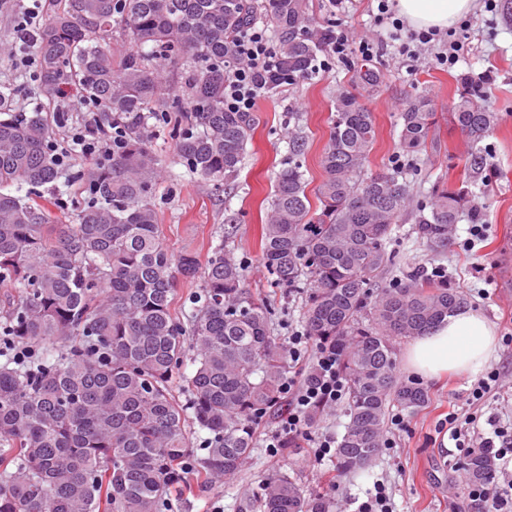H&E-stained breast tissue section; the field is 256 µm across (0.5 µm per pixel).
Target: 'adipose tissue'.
Masks as SVG:
<instances>
[{"label":"adipose tissue","mask_w":512,"mask_h":512,"mask_svg":"<svg viewBox=\"0 0 512 512\" xmlns=\"http://www.w3.org/2000/svg\"><path fill=\"white\" fill-rule=\"evenodd\" d=\"M474 0H395L394 8L413 29H448L470 13ZM498 349L496 329L482 313L461 307L428 334L415 337L405 364L423 378L453 372L477 376Z\"/></svg>","instance_id":"adipose-tissue-1"}]
</instances>
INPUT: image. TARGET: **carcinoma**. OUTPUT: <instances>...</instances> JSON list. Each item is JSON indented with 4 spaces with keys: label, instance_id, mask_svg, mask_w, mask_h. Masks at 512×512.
Returning <instances> with one entry per match:
<instances>
[{
    "label": "carcinoma",
    "instance_id": "1",
    "mask_svg": "<svg viewBox=\"0 0 512 512\" xmlns=\"http://www.w3.org/2000/svg\"><path fill=\"white\" fill-rule=\"evenodd\" d=\"M261 10L276 36V76L313 75L331 31L309 0H47L37 30L40 95L64 90L97 105L93 125L117 136L112 154L89 158L73 176L84 198L70 224L52 210L69 201L53 189L61 169L52 128L39 111L13 110L0 90V337L39 349L38 366L9 350L0 362V512H165L168 494L237 475L256 446L259 415L288 405L280 385L288 352L274 335V308L249 288L245 263L217 244L200 261L173 259L155 200L161 162L157 130L175 139L179 163L220 182L240 168L252 138V112L224 111V62L234 34ZM129 43L112 51L114 35ZM184 80L182 110L162 71ZM470 85L452 101L449 123L478 141L498 123ZM406 154L425 148L437 125L427 97L409 98L399 115ZM376 142L371 112L340 93L311 208L308 182L292 141L288 165L275 174L261 260L276 286L306 293L302 323L321 347L336 351L346 381L348 421L335 468H365L380 453L392 407H425L429 391L396 377L394 341L422 335L465 304L436 267L377 287L392 266L393 224L408 210L409 180L399 170L365 174ZM33 196L24 200L20 191ZM473 193L441 183L413 211L415 230L433 255L454 244ZM202 291L176 310L180 280ZM60 340L58 349L48 344ZM205 433L206 454L185 466L192 430ZM470 483L491 481L485 452L463 463ZM250 512H334L328 492L297 475L265 476Z\"/></svg>",
    "mask_w": 512,
    "mask_h": 512
}]
</instances>
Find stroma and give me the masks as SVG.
I'll use <instances>...</instances> for the list:
<instances>
[{
  "label": "stroma",
  "mask_w": 512,
  "mask_h": 512,
  "mask_svg": "<svg viewBox=\"0 0 512 512\" xmlns=\"http://www.w3.org/2000/svg\"><path fill=\"white\" fill-rule=\"evenodd\" d=\"M316 21L341 26L350 39L368 38L375 45L372 58L353 54L335 58L329 67L299 80L289 89L264 93L257 101V127L247 145L245 164L237 176L222 186L187 175L175 155L167 131H159L152 146L162 161L163 179L157 204L160 227L173 256L184 251L207 258L221 234L246 264L250 288L271 295L275 307V334L287 341L301 329L303 295L282 288L270 290V276L262 264L260 229L266 220L276 172L288 161L295 138L307 144L301 157L310 185L323 178L321 155L329 137L330 116L337 91L351 93L375 117L377 139L366 170L370 173L400 168L413 171L412 194L421 199L442 180L468 182L478 193V219L464 217L458 224L452 248L430 255L416 237L411 213H404L396 226L391 249L395 263L391 275H402L419 264L444 267L448 286L462 291L467 306L481 311L498 333L512 334V16L504 11L505 0H496L487 10L486 0H476L466 20L470 45L463 63L446 69L433 61L434 50L425 46L416 57L403 56L398 44L374 19L375 0H352L345 12L333 11L328 0H310ZM15 16L0 4V87L16 91L14 106L25 111L48 110L49 102L34 89L32 71L12 62L15 47ZM376 80L365 83V72ZM489 77L483 96L485 106L499 115V123L477 144L448 122L449 106L468 78ZM426 94L437 114L438 124L426 148L406 156L398 148V117L407 99ZM483 155L487 168L473 171L466 163L470 151ZM481 223L483 236L471 250L463 243L472 223ZM492 367L498 368L499 389L492 391L476 409L482 413L512 416V349L499 346ZM472 378L453 373L424 380L430 392L428 405L416 412L402 411L405 429L387 427L394 448L380 452L365 469L351 475H336L334 457L316 461L306 439H298L297 452L271 453L266 435L276 416L262 418L256 427L257 448L252 458L232 480L193 489L176 490V505L170 512H246V499L258 481L273 471H297L309 488L330 487L336 512H355L376 482L387 484L395 512H467V483L461 468L464 460L455 443L449 442L448 416L465 418L474 407L464 397Z\"/></svg>",
  "instance_id": "1"
}]
</instances>
